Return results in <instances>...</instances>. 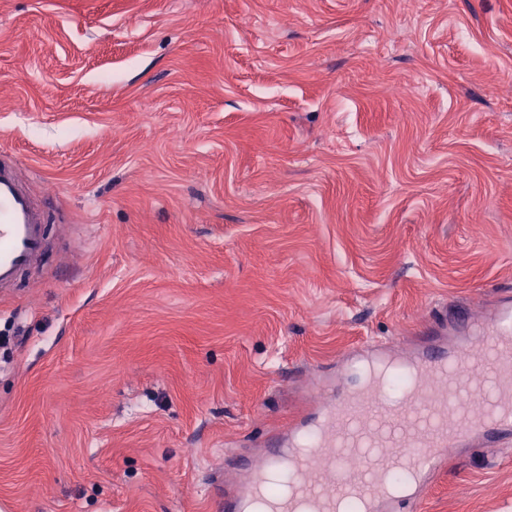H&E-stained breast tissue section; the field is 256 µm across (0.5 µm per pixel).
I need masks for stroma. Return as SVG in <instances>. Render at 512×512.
Segmentation results:
<instances>
[{"mask_svg": "<svg viewBox=\"0 0 512 512\" xmlns=\"http://www.w3.org/2000/svg\"><path fill=\"white\" fill-rule=\"evenodd\" d=\"M1 152L0 504L220 512L344 355L512 296V0H0ZM404 512H512V439ZM43 213L25 191L16 166L0 158V293L40 264L46 243Z\"/></svg>", "mask_w": 512, "mask_h": 512, "instance_id": "35a3bbf8", "label": "stroma"}]
</instances>
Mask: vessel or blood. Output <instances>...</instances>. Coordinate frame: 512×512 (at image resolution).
Returning a JSON list of instances; mask_svg holds the SVG:
<instances>
[{
	"label": "vessel or blood",
	"mask_w": 512,
	"mask_h": 512,
	"mask_svg": "<svg viewBox=\"0 0 512 512\" xmlns=\"http://www.w3.org/2000/svg\"><path fill=\"white\" fill-rule=\"evenodd\" d=\"M43 213L16 166L0 158V293L40 264ZM462 340L402 358L377 352L351 359L362 382L333 395L288 429L285 447L250 468L221 512H337L362 501L369 512H396L390 490L400 474L422 486L452 447L512 435V299L477 320H460ZM348 457L368 466L344 468Z\"/></svg>",
	"instance_id": "obj_1"
}]
</instances>
